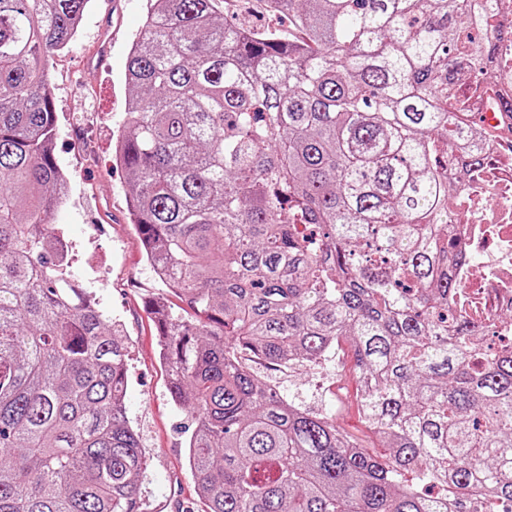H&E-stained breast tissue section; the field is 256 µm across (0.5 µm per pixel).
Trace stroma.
I'll return each instance as SVG.
<instances>
[{"label":"stroma","instance_id":"obj_1","mask_svg":"<svg viewBox=\"0 0 512 512\" xmlns=\"http://www.w3.org/2000/svg\"><path fill=\"white\" fill-rule=\"evenodd\" d=\"M146 0H94L77 42L51 57L58 115L55 154L72 175L67 201L52 223L69 238L74 259L69 273L96 297L103 311L120 320L129 345L127 416L149 458L142 484L161 512H204L187 459V412L173 404L160 361L149 300L161 294L142 255L127 208L132 186L112 161V137L126 119L127 54L143 26ZM262 381L313 412L331 411L336 425L370 454L381 442L363 422L350 346L339 362L288 370L252 363Z\"/></svg>","mask_w":512,"mask_h":512}]
</instances>
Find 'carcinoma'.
Wrapping results in <instances>:
<instances>
[{
	"label": "carcinoma",
	"instance_id": "obj_1",
	"mask_svg": "<svg viewBox=\"0 0 512 512\" xmlns=\"http://www.w3.org/2000/svg\"><path fill=\"white\" fill-rule=\"evenodd\" d=\"M263 2L288 29L252 0H147L114 135L205 512H512V346L454 314L448 209L486 161L448 75H483L512 21L496 0ZM90 3L0 0V512H151L120 324L50 222L49 56ZM343 338L382 457L249 366H319Z\"/></svg>",
	"mask_w": 512,
	"mask_h": 512
}]
</instances>
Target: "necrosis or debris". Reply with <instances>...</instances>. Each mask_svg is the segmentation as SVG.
Here are the masks:
<instances>
[{"instance_id":"necrosis-or-debris-1","label":"necrosis or debris","mask_w":512,"mask_h":512,"mask_svg":"<svg viewBox=\"0 0 512 512\" xmlns=\"http://www.w3.org/2000/svg\"><path fill=\"white\" fill-rule=\"evenodd\" d=\"M490 77L470 103L490 114L492 135L485 142L488 163L458 185L454 201L457 248L480 259L459 266L455 274L465 285L455 306L458 314L496 326L499 336H512L500 317L512 309V157L504 145L512 136V114L494 109L495 101L512 98V43L495 52Z\"/></svg>"}]
</instances>
